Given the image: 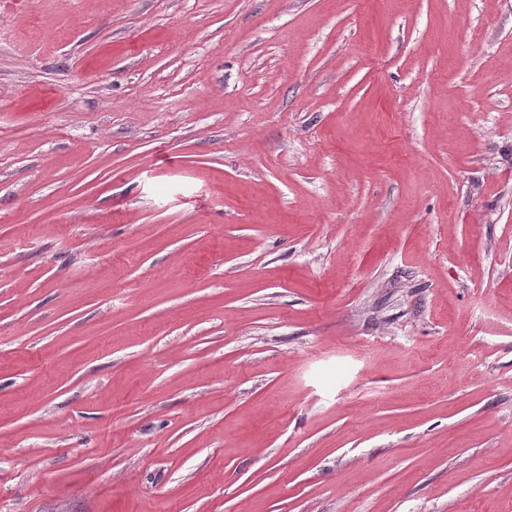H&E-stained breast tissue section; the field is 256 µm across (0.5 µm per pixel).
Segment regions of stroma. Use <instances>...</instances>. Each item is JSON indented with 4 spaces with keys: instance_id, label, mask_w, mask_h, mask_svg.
<instances>
[{
    "instance_id": "obj_1",
    "label": "stroma",
    "mask_w": 512,
    "mask_h": 512,
    "mask_svg": "<svg viewBox=\"0 0 512 512\" xmlns=\"http://www.w3.org/2000/svg\"><path fill=\"white\" fill-rule=\"evenodd\" d=\"M0 512H512V0H0Z\"/></svg>"
}]
</instances>
